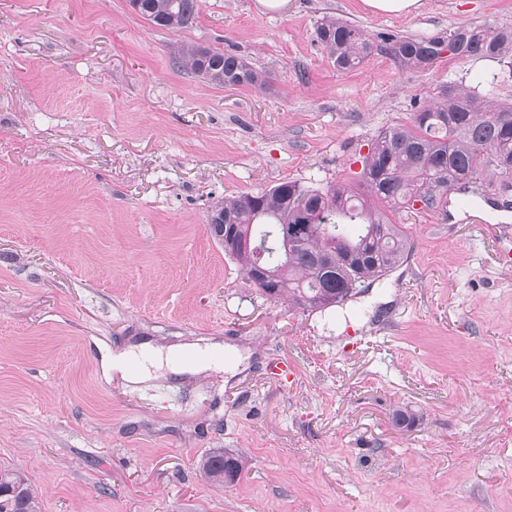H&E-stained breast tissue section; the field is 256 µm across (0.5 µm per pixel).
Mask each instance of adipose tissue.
<instances>
[{
  "instance_id": "obj_1",
  "label": "adipose tissue",
  "mask_w": 512,
  "mask_h": 512,
  "mask_svg": "<svg viewBox=\"0 0 512 512\" xmlns=\"http://www.w3.org/2000/svg\"><path fill=\"white\" fill-rule=\"evenodd\" d=\"M138 362L139 368L132 378L143 381L151 378L161 369H169L176 374H194L203 370L220 369L219 350L209 344H187L183 349L174 348L160 350L151 347H135L116 356L103 355L102 368L104 374L112 370H124L127 363Z\"/></svg>"
}]
</instances>
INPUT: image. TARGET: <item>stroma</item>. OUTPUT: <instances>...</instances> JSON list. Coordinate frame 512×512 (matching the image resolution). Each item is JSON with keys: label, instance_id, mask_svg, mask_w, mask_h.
I'll return each mask as SVG.
<instances>
[{"label": "stroma", "instance_id": "1", "mask_svg": "<svg viewBox=\"0 0 512 512\" xmlns=\"http://www.w3.org/2000/svg\"><path fill=\"white\" fill-rule=\"evenodd\" d=\"M326 15L430 37L512 26V0H200L178 33L129 0H0V468L25 471L42 512H512V188L397 210L410 258L322 311L262 296L206 231L230 194L358 184L378 131L494 67L376 53L339 70ZM178 41L269 84L177 68ZM143 342L219 343L224 368L104 376L105 352ZM214 448L248 457L238 484L199 473ZM368 8L390 14H410L420 7L419 0H363Z\"/></svg>", "mask_w": 512, "mask_h": 512}]
</instances>
